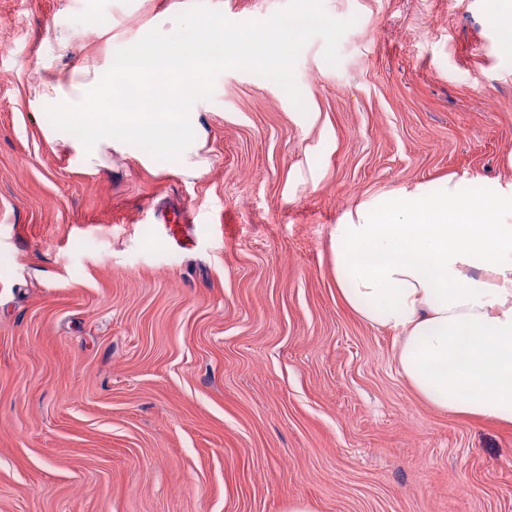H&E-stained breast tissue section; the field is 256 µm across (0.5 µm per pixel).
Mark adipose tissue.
I'll use <instances>...</instances> for the list:
<instances>
[{
    "instance_id": "obj_1",
    "label": "adipose tissue",
    "mask_w": 512,
    "mask_h": 512,
    "mask_svg": "<svg viewBox=\"0 0 512 512\" xmlns=\"http://www.w3.org/2000/svg\"><path fill=\"white\" fill-rule=\"evenodd\" d=\"M293 28L275 24L241 54L216 22L191 17L182 39H147L99 66L46 85L69 140L87 162L116 140L144 155L188 150L199 134L196 96L209 69L247 64L288 75ZM336 286L364 322L394 330L396 362L437 411L512 427V189L449 180L383 194L332 233Z\"/></svg>"
}]
</instances>
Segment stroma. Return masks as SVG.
Masks as SVG:
<instances>
[{"instance_id":"obj_1","label":"stroma","mask_w":512,"mask_h":512,"mask_svg":"<svg viewBox=\"0 0 512 512\" xmlns=\"http://www.w3.org/2000/svg\"><path fill=\"white\" fill-rule=\"evenodd\" d=\"M299 9L0 0V512H512V427L421 400L331 249L373 196L512 186L502 0H309L287 83L213 71L186 156L87 167L40 102L184 16Z\"/></svg>"}]
</instances>
